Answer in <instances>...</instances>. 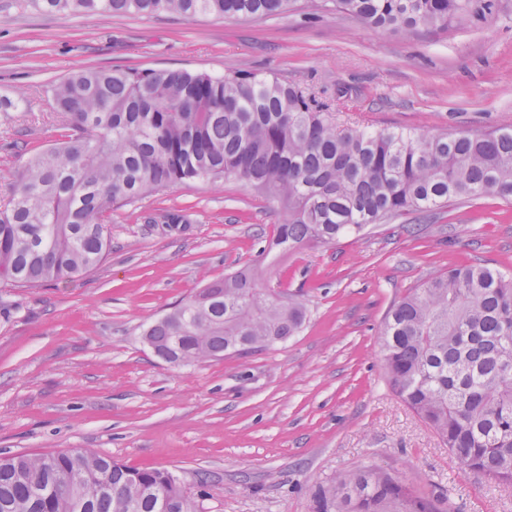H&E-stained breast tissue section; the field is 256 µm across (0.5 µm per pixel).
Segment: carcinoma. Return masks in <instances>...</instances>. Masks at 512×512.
Instances as JSON below:
<instances>
[{
	"instance_id": "obj_1",
	"label": "carcinoma",
	"mask_w": 512,
	"mask_h": 512,
	"mask_svg": "<svg viewBox=\"0 0 512 512\" xmlns=\"http://www.w3.org/2000/svg\"><path fill=\"white\" fill-rule=\"evenodd\" d=\"M46 12L263 20L294 0H16ZM390 32L446 30L494 0H303ZM72 134L27 158L0 209V282H68L112 249V209L163 190L224 180L278 207L269 249L327 245L410 213L512 200V126L429 135L337 121L332 100L275 77L88 68L52 88ZM144 333L175 365L245 355L296 335L304 307L241 269ZM394 393L470 471L512 484V273L480 264L437 273L396 302L380 331ZM161 487L164 495L153 488ZM0 512H200L173 474L92 448L0 457ZM316 512H439L392 473L340 474Z\"/></svg>"
}]
</instances>
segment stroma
<instances>
[{"label":"stroma","mask_w":512,"mask_h":512,"mask_svg":"<svg viewBox=\"0 0 512 512\" xmlns=\"http://www.w3.org/2000/svg\"><path fill=\"white\" fill-rule=\"evenodd\" d=\"M271 74L332 97L376 130L512 126V0L491 18L409 34L346 14H47L0 0V205L30 153L59 140L51 88L85 68ZM277 210L233 182L176 186L124 205L112 250L66 283L0 285V456L99 450L177 476L201 512H315L361 467L392 472L442 512H512V485L462 469L392 391L380 329L432 275L467 263L512 272V204L485 198L411 214L326 246L265 249ZM250 269L306 310L297 336L186 367L143 330L205 284Z\"/></svg>","instance_id":"stroma-1"}]
</instances>
